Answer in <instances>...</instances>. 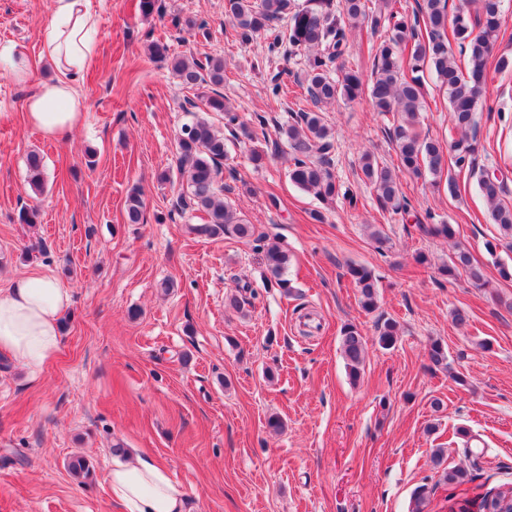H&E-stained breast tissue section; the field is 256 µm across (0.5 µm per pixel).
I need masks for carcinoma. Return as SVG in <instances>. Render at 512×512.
Masks as SVG:
<instances>
[{"label": "carcinoma", "mask_w": 512, "mask_h": 512, "mask_svg": "<svg viewBox=\"0 0 512 512\" xmlns=\"http://www.w3.org/2000/svg\"><path fill=\"white\" fill-rule=\"evenodd\" d=\"M371 0H316V7L299 9L295 0H224V15L231 23L235 41L242 45L264 36L270 53L280 50L306 53V92L313 108L296 113L293 122L280 129L281 150L289 157L288 176L301 189L311 192L324 205H331L343 197L348 205H357V198L342 189L332 168L331 154L334 142L324 122L321 106L332 101H353L359 97L363 81L353 70L342 71L334 77L337 64L346 59L345 29L359 25L376 33H385L384 40L374 54L370 75L369 95L376 111L393 116V135L399 166L394 171L381 166L367 151L359 157L365 179L374 187L380 208L394 214L410 212L409 198L401 191L400 175L422 178L425 173L437 175L442 169L444 154L452 156L454 165L471 170L479 144L468 134L474 114L481 102L489 79L488 58L498 38L502 21L501 0H475V13L460 11L448 18L447 0H417L413 23L408 24L397 11L374 10ZM453 33L460 48L467 53V68L457 65L448 47V33ZM151 56L167 65L192 89L202 84L214 87L212 93L200 96L203 110L217 112L224 126L239 130L253 139V132L240 120L238 113L224 104V96L216 87L224 83V58L208 56L197 60L171 55L167 45H149ZM434 74L436 83L449 104L452 121L459 136L443 146L439 141L417 131L419 115L424 107L425 71ZM177 170L186 178L187 187L177 198L180 211H201L207 215L205 223L193 231L208 237H226L249 240L254 237V226L238 214L223 194L218 178L224 161V134L210 121L198 118L182 129L177 142ZM28 186L31 192H43V157L34 152L27 158ZM480 189L489 204L491 216L498 225L500 237L486 242L487 252L494 256L499 247L512 250V209L499 203L502 181L489 174L479 177ZM145 203L141 191L130 190L125 201V217L129 224L143 221ZM431 213L417 219L416 226L425 236L451 240L455 236L452 224H431ZM267 278L285 291H290V280L285 278L289 256L279 243L263 245ZM463 270L475 288H487L490 281L482 269L473 264L464 248H457L448 262L438 267L441 275L450 279ZM346 273L359 292L363 309L371 311L378 302L379 280L366 266L350 262ZM377 343L390 349L398 342L400 328L397 321L387 319L377 327ZM341 350L350 380L359 382L364 372L367 339L357 326L346 324L341 331ZM429 362L436 370L448 369V351L434 341L429 349ZM446 450H433L431 466L437 480L432 486L422 485L417 490L412 512H428L430 493L442 483L462 485L474 479L477 461L471 468L445 466ZM68 468L76 477L88 482L93 479L94 465L83 456L73 457ZM448 512H512V484H501L487 489L475 499H464L448 505Z\"/></svg>", "instance_id": "cac0c4a2"}]
</instances>
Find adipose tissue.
<instances>
[{"instance_id":"1","label":"adipose tissue","mask_w":512,"mask_h":512,"mask_svg":"<svg viewBox=\"0 0 512 512\" xmlns=\"http://www.w3.org/2000/svg\"><path fill=\"white\" fill-rule=\"evenodd\" d=\"M98 26L94 0H53L41 57L57 74L25 102L28 124L47 139L69 140L84 119L76 85L94 59ZM70 303L68 289L43 272L20 276L0 293V352L25 370L30 383L39 382L44 364L59 349L61 318ZM107 481L123 512H186L185 492L150 457L113 459Z\"/></svg>"}]
</instances>
